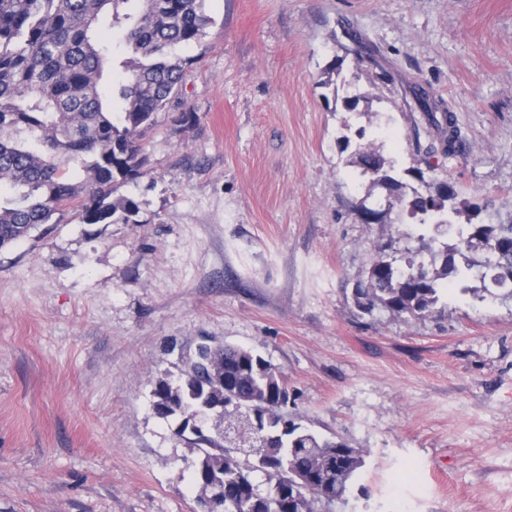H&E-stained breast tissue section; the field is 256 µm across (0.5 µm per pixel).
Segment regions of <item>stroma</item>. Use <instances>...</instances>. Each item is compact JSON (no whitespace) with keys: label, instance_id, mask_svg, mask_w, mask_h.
Segmentation results:
<instances>
[{"label":"stroma","instance_id":"1","mask_svg":"<svg viewBox=\"0 0 512 512\" xmlns=\"http://www.w3.org/2000/svg\"><path fill=\"white\" fill-rule=\"evenodd\" d=\"M205 11L142 176L116 184L136 223L69 211L0 251V512H196L194 454L152 392L206 338L261 355L296 395L289 416L364 450L341 512H512V300L472 279L421 319L357 307L389 227L361 222L385 192L353 162L372 142L397 175L424 169L480 222H512V0ZM349 30L390 78L361 117L334 101L374 81ZM413 85L455 113L456 156L423 153Z\"/></svg>","mask_w":512,"mask_h":512}]
</instances>
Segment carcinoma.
Returning <instances> with one entry per match:
<instances>
[{
  "mask_svg": "<svg viewBox=\"0 0 512 512\" xmlns=\"http://www.w3.org/2000/svg\"><path fill=\"white\" fill-rule=\"evenodd\" d=\"M204 7L205 0H0V187L12 190L0 195V251L70 205L86 224H127L139 213L134 199L113 197L114 183L143 174V137L184 80L183 60L173 51L204 37L211 22ZM116 71L119 80L104 83ZM413 96L437 135L427 153L438 146L456 155L461 134L454 113L423 88ZM356 166L371 186L393 194L399 217L448 238L435 249L436 238L421 235L418 246L401 253L400 237L390 236L355 288L358 307L425 317L442 291L471 277L484 291L512 298V224L454 223L455 185L442 182L422 193L390 175L369 143L358 145ZM473 252L482 260L471 259ZM211 364L224 372V389L207 397L185 381L160 380L153 390L168 409L165 420L177 423L175 435L196 449L198 494L220 486L224 512H335L347 503L365 466L363 451L288 418V383L257 353L226 345ZM202 402L224 405L231 449L212 433L186 436L182 420ZM256 472L271 488L307 478L300 506L286 498L264 503Z\"/></svg>",
  "mask_w": 512,
  "mask_h": 512,
  "instance_id": "carcinoma-1",
  "label": "carcinoma"
}]
</instances>
